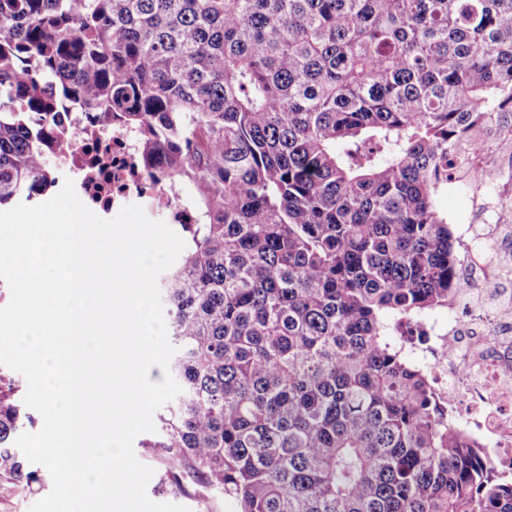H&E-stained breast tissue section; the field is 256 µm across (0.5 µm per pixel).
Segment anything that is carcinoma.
Returning <instances> with one entry per match:
<instances>
[{
	"label": "carcinoma",
	"instance_id": "1",
	"mask_svg": "<svg viewBox=\"0 0 512 512\" xmlns=\"http://www.w3.org/2000/svg\"><path fill=\"white\" fill-rule=\"evenodd\" d=\"M55 100L133 132L194 223L158 279L156 448L238 512H512L398 326L448 307L436 207L512 127V0H0V207L56 188ZM27 415L0 389V471ZM499 136L494 132L488 133L485 135L483 140L473 148L470 156V161L473 167H487V155L491 153L499 160H508L511 161L510 154L503 153L500 151L498 144L500 141Z\"/></svg>",
	"mask_w": 512,
	"mask_h": 512
}]
</instances>
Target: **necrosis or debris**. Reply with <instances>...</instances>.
<instances>
[{"instance_id": "4bbe7bcc", "label": "necrosis or debris", "mask_w": 512, "mask_h": 512, "mask_svg": "<svg viewBox=\"0 0 512 512\" xmlns=\"http://www.w3.org/2000/svg\"><path fill=\"white\" fill-rule=\"evenodd\" d=\"M62 121L75 145L62 157L61 176L94 213L134 202L149 218L192 223L175 191L147 177L131 133L116 128L100 141L92 114L66 112ZM499 188L496 182L474 188L472 203L485 220L466 225L460 238L473 276L451 299L452 318L425 325L436 394L478 440L483 463L496 470L512 467V225L498 220Z\"/></svg>"}]
</instances>
